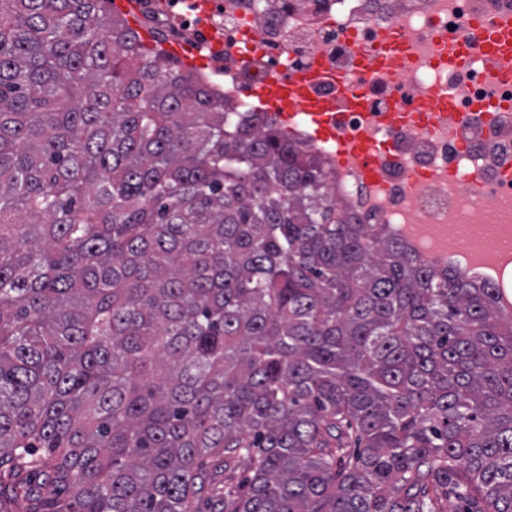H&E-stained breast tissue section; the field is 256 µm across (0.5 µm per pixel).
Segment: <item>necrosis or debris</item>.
<instances>
[{
  "mask_svg": "<svg viewBox=\"0 0 512 512\" xmlns=\"http://www.w3.org/2000/svg\"><path fill=\"white\" fill-rule=\"evenodd\" d=\"M375 13L361 16L359 0H325L321 7L299 6L286 13H262L252 0H222L216 11L204 12L193 0H139L143 22L160 41H182L203 51L209 61V79L218 81L233 111H253L250 84L253 72L238 65L243 30H250L266 69L296 75L316 56L333 67L350 65V36L366 41L386 22L407 27L418 56L416 67L402 73L399 86L409 97L420 95L429 79L458 88L461 113L438 116L427 127L413 122H391L383 81L361 77L370 98L368 111L345 112L338 131L359 133L389 143L379 159V178L369 182L357 166L338 163L328 146H314L327 163V181L335 187L338 203L348 207L359 224H473L481 204L494 201L493 218L512 223V86L497 92L493 116L471 109L486 88L472 72L432 70L427 60L433 31L456 27L481 13L493 15L512 8V0H372Z\"/></svg>",
  "mask_w": 512,
  "mask_h": 512,
  "instance_id": "4bbe7bcc",
  "label": "necrosis or debris"
}]
</instances>
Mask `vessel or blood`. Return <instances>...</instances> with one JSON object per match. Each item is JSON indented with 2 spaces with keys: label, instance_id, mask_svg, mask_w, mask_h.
I'll return each instance as SVG.
<instances>
[{
  "label": "vessel or blood",
  "instance_id": "vessel-or-blood-1",
  "mask_svg": "<svg viewBox=\"0 0 512 512\" xmlns=\"http://www.w3.org/2000/svg\"><path fill=\"white\" fill-rule=\"evenodd\" d=\"M438 68L450 71H480L493 85L512 84V69L503 62L512 59V13L493 18L473 17L457 33L448 37L434 35ZM412 38L400 25L381 28L375 40L358 45L352 66L347 70L330 69L325 59L295 76L270 74L254 82L250 95L256 107L274 116L287 129L302 122L306 136L314 143H340L339 158L360 160V172L369 181L377 180L376 158L381 150L378 143L365 138L338 140L337 119L343 112H361L367 107L366 92L357 84L359 76L385 78L397 84L400 75L413 64ZM336 87L332 97L317 95L321 82ZM456 87L434 85L425 89L413 103L392 95L388 112L390 118L411 116L420 125H428L433 113L460 111Z\"/></svg>",
  "mask_w": 512,
  "mask_h": 512
}]
</instances>
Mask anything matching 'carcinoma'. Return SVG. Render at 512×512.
<instances>
[{
  "label": "carcinoma",
  "mask_w": 512,
  "mask_h": 512,
  "mask_svg": "<svg viewBox=\"0 0 512 512\" xmlns=\"http://www.w3.org/2000/svg\"><path fill=\"white\" fill-rule=\"evenodd\" d=\"M105 2L0 0V512H512L498 289Z\"/></svg>",
  "instance_id": "carcinoma-1"
}]
</instances>
